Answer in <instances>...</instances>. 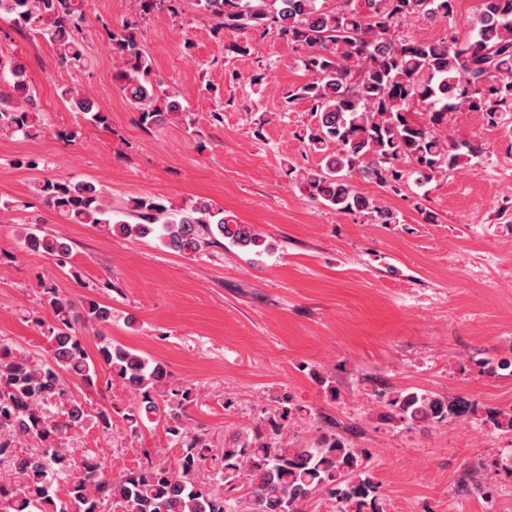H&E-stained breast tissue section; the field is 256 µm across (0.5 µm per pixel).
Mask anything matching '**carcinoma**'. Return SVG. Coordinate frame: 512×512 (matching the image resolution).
<instances>
[{
    "mask_svg": "<svg viewBox=\"0 0 512 512\" xmlns=\"http://www.w3.org/2000/svg\"><path fill=\"white\" fill-rule=\"evenodd\" d=\"M233 38L228 49L250 53L238 37L249 31L274 33L303 49L301 64L310 80L288 90V102H312L313 127L307 146L318 153L314 168L299 171L310 197L340 213L368 212L379 224H395L394 212L359 192L352 176L397 190L406 181L424 185L483 154L473 142L449 143L441 134L448 116L473 112L489 124L512 114V0H482L468 34L459 38L457 0H196ZM0 16L48 36L59 64L85 65L79 37L82 0H0ZM412 19L441 24L448 33L417 40L401 28ZM109 33L123 69L120 88L139 113L142 126L187 123L183 108L155 77L149 55L131 30ZM62 96L74 112L106 122L78 87ZM424 118L410 117L414 110ZM38 103L26 66L0 57V131L28 133ZM34 194L66 224H93L125 237H154L184 257L226 239L258 250L265 238L251 224H238L224 210L197 198L178 209L137 197L125 210H112L96 185L65 176L33 185ZM23 248L68 262L70 244L35 230L23 234ZM55 323L51 349L36 361L0 342V512H308L320 494L336 512H383L379 482L368 466L369 452L333 436L311 447L283 439V428L301 417L285 395L278 408L222 448L203 433L188 431L185 410L192 389L169 386L159 361L115 343L103 333L112 308L94 300L77 305L41 285ZM97 329L96 356L83 345L82 329ZM105 368L138 397L126 414L131 435L146 423L164 422L179 446L169 462L142 450L136 470L114 480L96 456L76 459L62 440L89 419L88 409L70 394L68 382L95 385ZM388 420L412 425L450 423L465 415L512 435V407L483 409L459 397L428 391L377 392ZM36 447L21 450V443ZM208 478H203L202 473Z\"/></svg>",
    "mask_w": 512,
    "mask_h": 512,
    "instance_id": "1",
    "label": "carcinoma"
}]
</instances>
